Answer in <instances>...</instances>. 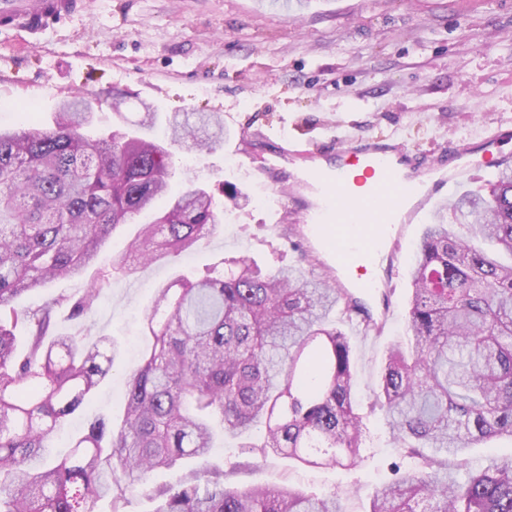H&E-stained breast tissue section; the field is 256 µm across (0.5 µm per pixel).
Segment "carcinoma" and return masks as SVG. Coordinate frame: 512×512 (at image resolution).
Returning a JSON list of instances; mask_svg holds the SVG:
<instances>
[{
    "label": "carcinoma",
    "mask_w": 512,
    "mask_h": 512,
    "mask_svg": "<svg viewBox=\"0 0 512 512\" xmlns=\"http://www.w3.org/2000/svg\"><path fill=\"white\" fill-rule=\"evenodd\" d=\"M109 96L71 98L50 128L0 127V512H95L105 496L112 512H126L152 472L209 455L215 421L231 434L263 422L264 440L252 446L263 455L356 466L363 433L352 346L329 323L336 308L350 317L349 301L324 278L245 256L157 289L145 315L152 347L126 377L121 425L94 417L67 457H50L58 427L116 356L108 337L87 345L53 335L56 310L69 302L72 316L88 315L108 279L100 275L74 302L60 295L20 310L18 299L81 278L113 232L160 197L166 210L142 225L113 271L190 251L220 224L211 191L189 181L169 193L173 147L213 149L224 135L218 116L175 112L165 142L121 127L86 137L94 104ZM450 211L463 222L447 223ZM408 333L413 351L390 350L377 404L409 470L379 487L367 512H512V455L458 478L470 447L512 439L511 163L488 181V195L468 193L436 211L412 270ZM153 496L154 512H344L336 494L229 489L222 467Z\"/></svg>",
    "instance_id": "obj_1"
}]
</instances>
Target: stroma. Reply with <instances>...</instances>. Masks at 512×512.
<instances>
[{"label":"stroma","mask_w":512,"mask_h":512,"mask_svg":"<svg viewBox=\"0 0 512 512\" xmlns=\"http://www.w3.org/2000/svg\"><path fill=\"white\" fill-rule=\"evenodd\" d=\"M123 94L95 114L102 127L133 126L142 103L159 118L174 112H216L224 141L213 151H176L172 190L194 179L216 192L224 222L188 257L169 258L113 275L85 320L59 309L55 334L86 342L109 336L115 364L82 412L54 442L68 451L70 433L86 419L124 416V379L151 348L143 317L156 288L183 273L204 274L224 257L246 254L261 267H298L335 275L336 260L319 248L317 266L294 247L302 224L275 223L285 201L263 166L289 144L360 133L395 139L430 153L448 142H474L501 124L512 125V0H92L88 13L45 31L0 35V124L15 125L37 109L50 123L58 105L77 93ZM247 195L237 207L222 187ZM434 208L406 225L393 308L381 334L363 337L340 313L332 318L350 338L355 397L366 442L361 466L311 468L288 458L248 452L260 440L254 426L235 437H216L207 461L190 459L155 472L131 497L127 512H153L155 487L176 483L204 464L240 463L229 487L291 486L338 494L346 512H366L376 488L394 476L399 458L373 391L385 355L405 342L412 262ZM138 225L117 228L84 279H61L25 296L37 307L64 294L84 295L90 281L124 252Z\"/></svg>","instance_id":"1"}]
</instances>
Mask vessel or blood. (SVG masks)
I'll return each mask as SVG.
<instances>
[{
    "mask_svg": "<svg viewBox=\"0 0 512 512\" xmlns=\"http://www.w3.org/2000/svg\"><path fill=\"white\" fill-rule=\"evenodd\" d=\"M89 8L90 0H0V31L42 33ZM326 151L332 156L331 168L309 175L323 190L321 203L302 221L312 238L322 237L329 224L358 228V236L336 238L335 251L346 277L366 294L391 287V280L382 279L377 270L395 264L406 224L444 188L481 166L469 145L458 143L441 146L430 160L400 142L363 135L337 141L328 150L313 143L306 153L319 156Z\"/></svg>",
    "mask_w": 512,
    "mask_h": 512,
    "instance_id": "obj_1",
    "label": "vessel or blood"
}]
</instances>
